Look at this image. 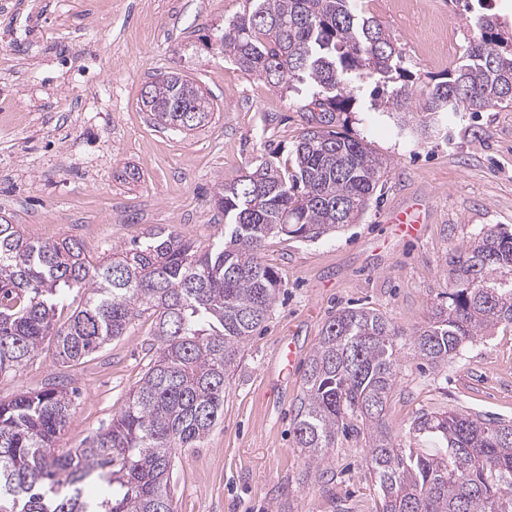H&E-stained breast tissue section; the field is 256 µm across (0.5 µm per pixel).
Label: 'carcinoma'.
Returning <instances> with one entry per match:
<instances>
[{"mask_svg":"<svg viewBox=\"0 0 512 512\" xmlns=\"http://www.w3.org/2000/svg\"><path fill=\"white\" fill-rule=\"evenodd\" d=\"M361 0H247L248 10L210 36L240 70L301 97L306 127L291 168L270 152L211 202L224 239L201 253L168 227L150 226L97 263L77 240L34 241L0 221V377L17 373L53 340L63 363L99 351L144 314L157 348L141 383L110 425L72 452L55 448L74 404L59 384L0 402V512H175L179 448H198L221 418L226 377L282 286L261 258L266 238L317 240L359 221L384 160L336 131L366 82L408 78L405 58ZM445 80L412 104L406 85L372 109L409 131L416 110L437 128L448 113L512 106V44L493 16ZM142 101L157 126L186 133L209 123L214 103L184 74L157 75ZM448 290L410 334L418 359L440 367L477 338L512 331V231L492 225L448 259ZM83 301L64 322L67 292ZM399 330L382 313L347 308L322 328L303 379L295 436L320 465L348 420L368 435L366 464L381 512H512V421L455 410L421 413L404 436L385 413L396 382Z\"/></svg>","mask_w":512,"mask_h":512,"instance_id":"1","label":"carcinoma"}]
</instances>
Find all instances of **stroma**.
Segmentation results:
<instances>
[{
  "mask_svg": "<svg viewBox=\"0 0 512 512\" xmlns=\"http://www.w3.org/2000/svg\"><path fill=\"white\" fill-rule=\"evenodd\" d=\"M472 0H362L402 49L415 99L455 59L447 41L422 48L424 24L448 27L466 46ZM246 0H0V216L25 237L79 240L99 261L154 224L169 225L204 251L224 236L211 201L273 151L293 162L306 124L298 97L281 94L206 48L205 38L240 15ZM175 71L210 92L211 121L188 134L155 127L141 90ZM364 84L343 126L388 162L358 223L315 241L273 237L261 250L282 290L244 344L224 393V413L200 447L175 458L176 512H380L365 464L363 433L338 436L321 467L296 443L302 376L278 383L277 353L294 341L307 363L339 310H378L410 333L431 318L448 288L447 261L488 225L512 230V107L461 112L442 129L399 134L370 112ZM420 204L421 234L388 230L392 211ZM152 318L82 361L62 365L44 342L0 399L51 382L80 393L59 449L83 447L136 387L152 356ZM394 432L424 412L455 409L512 420V333L469 344L434 368L403 350L387 405Z\"/></svg>",
  "mask_w": 512,
  "mask_h": 512,
  "instance_id": "35a3bbf8",
  "label": "stroma"
}]
</instances>
